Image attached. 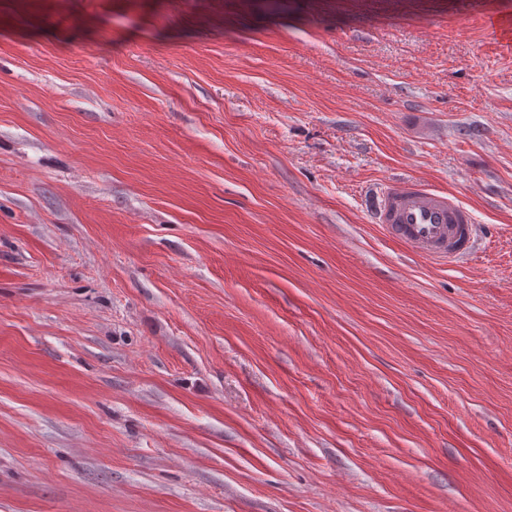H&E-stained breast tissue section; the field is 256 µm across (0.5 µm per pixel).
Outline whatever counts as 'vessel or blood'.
<instances>
[{
  "label": "vessel or blood",
  "instance_id": "vessel-or-blood-1",
  "mask_svg": "<svg viewBox=\"0 0 512 512\" xmlns=\"http://www.w3.org/2000/svg\"><path fill=\"white\" fill-rule=\"evenodd\" d=\"M374 221L426 259L453 264L469 255L476 235L473 213L451 194L414 179L385 183L374 203Z\"/></svg>",
  "mask_w": 512,
  "mask_h": 512
}]
</instances>
